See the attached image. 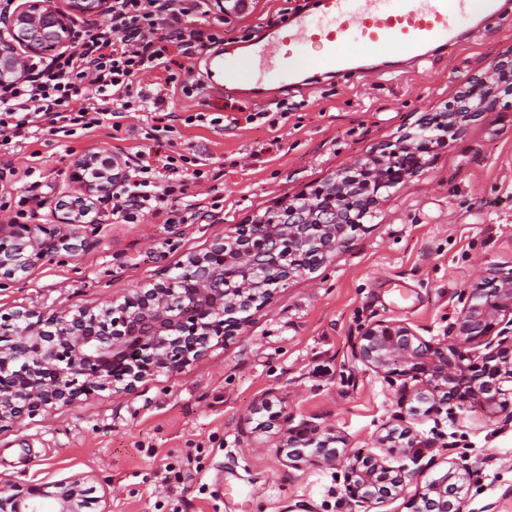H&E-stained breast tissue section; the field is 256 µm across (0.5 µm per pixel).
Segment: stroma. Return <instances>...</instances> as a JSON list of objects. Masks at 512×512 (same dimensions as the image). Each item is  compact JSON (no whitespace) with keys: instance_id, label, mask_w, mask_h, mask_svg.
Instances as JSON below:
<instances>
[{"instance_id":"stroma-1","label":"stroma","mask_w":512,"mask_h":512,"mask_svg":"<svg viewBox=\"0 0 512 512\" xmlns=\"http://www.w3.org/2000/svg\"><path fill=\"white\" fill-rule=\"evenodd\" d=\"M305 0H249L229 10L225 41L280 29ZM512 59V0L504 21L448 45L411 73L354 83L316 81L288 99L278 129L247 122L263 103L204 92L174 100L175 110L223 117V129L186 128L183 147L208 157L223 196L211 214L207 184L187 188L203 218L191 224H116L104 217L90 249L59 252L25 277L0 281V312L52 313L110 299L174 274L232 224L312 189L381 145L417 132L472 78ZM101 129L88 138L41 134L17 147L0 199L16 203L31 181L32 223L69 189L83 156L135 151ZM323 264L289 280L252 309L238 335L213 341L179 373L138 383L135 392L98 391L72 406L0 429V480L54 482L92 476L111 512H350L341 466H289L280 453L287 424L310 419L335 428L348 453L376 452L384 427L411 430L426 449L423 480L442 476L448 459L474 467L464 512H512V423L477 408L443 426L414 415L397 386L355 359L360 329L376 320L408 324L424 339L454 322L460 294L512 267V110L484 112L453 140L435 146L411 182L384 195L371 218ZM272 412H255L265 394ZM442 430L445 448L434 447Z\"/></svg>"}]
</instances>
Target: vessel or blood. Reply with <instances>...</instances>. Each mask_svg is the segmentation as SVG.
<instances>
[{"label": "vessel or blood", "instance_id": "vessel-or-blood-1", "mask_svg": "<svg viewBox=\"0 0 512 512\" xmlns=\"http://www.w3.org/2000/svg\"><path fill=\"white\" fill-rule=\"evenodd\" d=\"M502 17L501 0H321L317 12L297 11L291 26L261 41L204 61L205 87L257 102L277 103L304 89L305 74L367 79L381 76L359 43L376 44L382 59L423 62L435 46L458 41ZM318 48L309 54L308 45Z\"/></svg>", "mask_w": 512, "mask_h": 512}]
</instances>
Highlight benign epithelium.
<instances>
[{
	"label": "benign epithelium",
	"mask_w": 512,
	"mask_h": 512,
	"mask_svg": "<svg viewBox=\"0 0 512 512\" xmlns=\"http://www.w3.org/2000/svg\"><path fill=\"white\" fill-rule=\"evenodd\" d=\"M110 0H24L0 13V84L29 77V60L47 57L67 45L77 17H101ZM512 82V65L502 63L480 78L472 91L447 103L436 118L443 134L389 142L348 172L309 193L285 198L264 215L235 224L202 254L189 258L194 276H164L134 289L118 302L64 307L46 317L24 307L0 316V424L14 423L73 404L83 395L110 390L128 393L136 383L159 372L175 373L204 356L213 339L238 331L253 306L268 302L274 291L321 264L361 225L348 217L366 214L381 192L406 186L426 166L424 155L438 142L457 136L461 123L496 108L495 88ZM100 157L78 159L67 184L78 200L51 208L50 224L0 225V279L11 280L57 256L69 253L82 213L103 209L124 181L127 163L114 154L106 169ZM93 170L97 178L88 180ZM461 310L446 336L426 340L405 323L374 321L362 328L355 357L391 383L401 381L400 399L428 405L439 416L445 406L479 408L512 422V269L498 268L488 288L461 295ZM195 313L187 319L181 308ZM484 346L487 353L474 351ZM331 427L303 421L287 429L286 457L302 464H344V483L353 506L362 512L383 506L402 491L406 480L423 473L389 464L412 458L419 445L395 440L393 431L378 438L385 455H346ZM443 477L426 482L412 502V512H462L473 469L448 460ZM86 476L23 487L0 482V512H85L91 504Z\"/></svg>",
	"instance_id": "obj_1"
}]
</instances>
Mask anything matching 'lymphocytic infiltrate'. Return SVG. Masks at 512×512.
<instances>
[{
    "mask_svg": "<svg viewBox=\"0 0 512 512\" xmlns=\"http://www.w3.org/2000/svg\"><path fill=\"white\" fill-rule=\"evenodd\" d=\"M210 13V0H112L106 24L76 28L64 51L31 64L29 79L0 88V153L13 154L20 141L43 132L70 138L104 127L116 140L139 135L159 143L178 120L220 126L221 118L208 113L181 118L172 110L177 95L193 94L173 66L223 40L206 25ZM149 74L160 77L156 89L137 83ZM128 112L146 113L145 126L123 125ZM210 178L203 156L135 152L131 174L113 196L112 221L188 223L194 217L185 201L188 184Z\"/></svg>",
    "mask_w": 512,
    "mask_h": 512,
    "instance_id": "lymphocytic-infiltrate-1",
    "label": "lymphocytic infiltrate"
}]
</instances>
